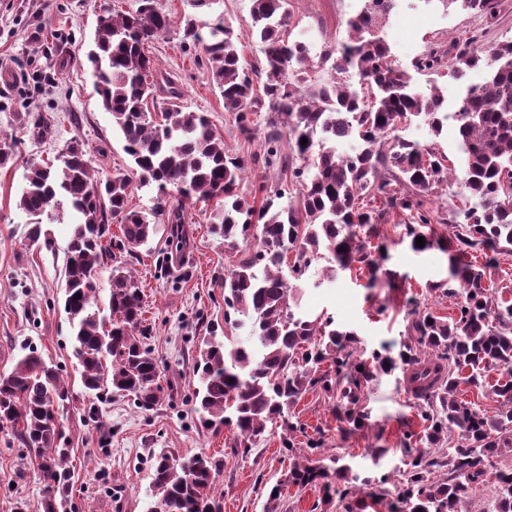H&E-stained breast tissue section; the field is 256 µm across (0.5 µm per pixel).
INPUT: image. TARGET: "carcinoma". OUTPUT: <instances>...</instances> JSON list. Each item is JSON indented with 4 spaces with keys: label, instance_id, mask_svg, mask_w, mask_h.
<instances>
[{
    "label": "carcinoma",
    "instance_id": "obj_1",
    "mask_svg": "<svg viewBox=\"0 0 512 512\" xmlns=\"http://www.w3.org/2000/svg\"><path fill=\"white\" fill-rule=\"evenodd\" d=\"M438 2L487 20L496 17L497 0ZM286 4L254 0L251 36L262 43L264 58L249 67L224 17L203 24L188 19L183 26V42L202 49L211 64L224 111L234 115L240 136L255 137L252 115L264 108L274 114L266 122L259 155L228 153L204 113L174 104L182 97L180 86L146 53V45L171 27L153 0H142L134 14L101 16L87 54L101 106L112 115L139 186L157 189L155 208L167 205L172 190L184 200L224 199L211 231L240 253L224 275V321L245 330L251 344L227 336L203 343L195 361L200 387L194 410L203 427L229 429L238 448L261 440L273 421L286 433L296 431L290 410L305 393L320 391L340 397L342 421L352 432L367 426L360 405L364 387L400 363L410 372L412 394L422 401L424 423L423 435L410 433L403 442L409 460L400 512H468L459 488L488 483L498 490L494 512H512V464L495 462L512 459V302L491 298L487 275L497 267L502 249L512 252V42L496 44L488 56L471 43H455L449 60L432 51L417 61L418 70L444 69L460 84L469 71L487 68L482 83L467 87L460 102L456 135L462 155L457 163L447 162L432 148L398 134L401 124L422 117L438 136L448 113L443 89L415 90L379 34L397 0H364L348 21L347 39L315 55L311 44L293 36ZM326 64L330 77L315 80L313 72ZM150 96L173 104L155 119L145 107ZM15 148V139L0 131L1 166ZM57 161L28 166L17 207L31 217L29 238L46 245L40 217L48 209L63 198L79 217L67 246L63 305L74 329L82 384L90 393L131 396L139 409L151 411L160 402V369L146 343L143 298L132 273L113 266L109 314H100L94 305L98 273L110 256L103 245L108 224L114 219L122 224L116 249L128 254L148 243L156 225L127 208L128 175L98 178L75 145ZM259 164L278 166L284 180L269 192L260 187L265 195L257 206L241 197L238 187ZM442 187L458 188L465 199V206L453 211L451 239L434 228L447 223L429 198ZM392 210L411 217L406 225L411 248L418 249L416 237L421 236L424 247L448 252V280L437 287L456 299L451 316L412 313L408 342L397 360L380 352L364 356L356 334L324 312H295L300 282L314 261L328 258L341 270H365L370 280L378 278L385 246L368 243L380 235L379 225L387 223ZM168 221L166 242L181 251L187 246L182 209L171 210ZM474 251L485 254L482 264L465 260ZM290 252L294 262L286 268ZM492 371L500 372L492 389L500 409L488 417L457 399V390L463 381L482 386ZM68 400L58 370L34 348L10 373L0 375V424L9 425L23 446L44 460L41 512H59L68 497V453L60 447L59 420ZM219 468V461L207 455L177 462L159 454L152 473L157 490L152 512H223L214 492ZM438 469L445 475L430 478ZM288 482L322 485L324 502H336L340 512H366L382 496L364 490L366 482L336 459L331 466L312 456L296 461Z\"/></svg>",
    "mask_w": 512,
    "mask_h": 512
}]
</instances>
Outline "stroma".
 <instances>
[{"mask_svg": "<svg viewBox=\"0 0 512 512\" xmlns=\"http://www.w3.org/2000/svg\"><path fill=\"white\" fill-rule=\"evenodd\" d=\"M141 0H0V131L18 133V113L39 116L47 128L41 140L25 139L16 162L0 167V374L10 372L24 348L37 349L46 363L59 367L69 390L61 413L71 472L65 512H150L156 501L152 466L159 453L177 461L204 453L221 463L216 492L224 512H336L325 504L320 486L297 487L286 477L294 460L308 456L309 439L319 440L320 454L352 466L361 477L385 482L380 512L397 507V487L406 469L402 438L421 432L423 421L404 380L403 368L378 374L361 401L369 424L347 433L336 401L319 392L306 393L295 407L302 427L295 433L294 453L281 444L283 431L270 423L250 451L233 445L227 428H203L194 411L199 386L194 358L203 341L223 338L224 275L237 259L210 232L219 200L181 202L170 193L169 208L183 207L190 245L183 264L172 269L166 258L165 232H158L134 255L116 253L127 263L143 293V321L151 331L149 345L161 370L163 401L157 409H137L131 397L98 399L80 380L74 356V330L63 308L66 248L73 217L67 205L43 216L51 245L27 238L28 218L17 200L30 163L53 158L63 148H82L100 178L129 172L123 140L112 126L95 92L86 63L98 18L105 11L132 14ZM173 22L170 31L150 42V56L182 88L185 110L207 113L230 152L261 153L262 137L244 140L200 50L185 46L182 28L188 18L224 16L242 43L243 62L262 57V44L251 37L252 0H154ZM361 0H288L294 33L315 46L333 45L347 36V22ZM391 53L409 70L414 86L444 87L449 104L460 88L448 78L418 71L415 61L429 50L474 39L490 50L512 40V0H500L493 24L460 11H443L437 0H401L383 29ZM381 234L387 246L386 276L369 283L350 271L327 275V260L314 262L302 282L300 309L327 312L353 329L361 348L399 355L407 339L412 310L441 316L454 312L451 298L437 290L448 276V254L439 248L412 250L405 241V217L395 213ZM278 501H270L273 485ZM44 481L39 461L0 429V512H39Z\"/></svg>", "mask_w": 512, "mask_h": 512, "instance_id": "35a3bbf8", "label": "stroma"}]
</instances>
